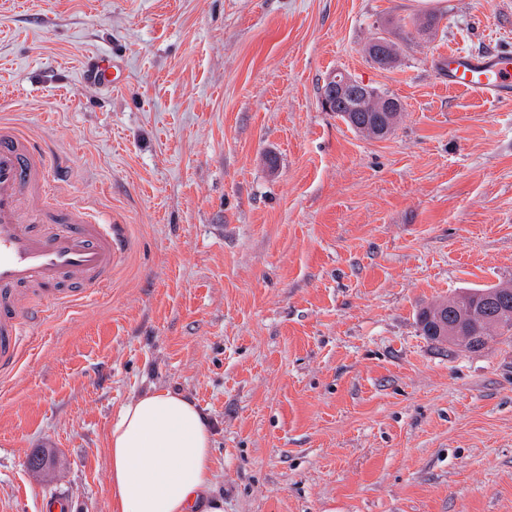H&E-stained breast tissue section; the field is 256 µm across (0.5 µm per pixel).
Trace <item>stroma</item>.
Here are the masks:
<instances>
[{
	"mask_svg": "<svg viewBox=\"0 0 512 512\" xmlns=\"http://www.w3.org/2000/svg\"><path fill=\"white\" fill-rule=\"evenodd\" d=\"M451 48L512 53V0H0V120L128 240L0 375V512H112V422L154 388L210 420L224 512H512V337L419 323L512 285V100L448 87ZM335 71L401 102L390 134L325 111Z\"/></svg>",
	"mask_w": 512,
	"mask_h": 512,
	"instance_id": "1",
	"label": "stroma"
}]
</instances>
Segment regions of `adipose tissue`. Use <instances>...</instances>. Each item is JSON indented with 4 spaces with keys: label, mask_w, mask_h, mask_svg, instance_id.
I'll return each instance as SVG.
<instances>
[{
    "label": "adipose tissue",
    "mask_w": 512,
    "mask_h": 512,
    "mask_svg": "<svg viewBox=\"0 0 512 512\" xmlns=\"http://www.w3.org/2000/svg\"><path fill=\"white\" fill-rule=\"evenodd\" d=\"M209 424L190 400L169 389L123 405L109 434L113 512H224L214 482Z\"/></svg>",
    "instance_id": "1"
}]
</instances>
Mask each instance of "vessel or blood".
Returning <instances> with one entry per match:
<instances>
[{
    "label": "vessel or blood",
    "mask_w": 512,
    "mask_h": 512,
    "mask_svg": "<svg viewBox=\"0 0 512 512\" xmlns=\"http://www.w3.org/2000/svg\"><path fill=\"white\" fill-rule=\"evenodd\" d=\"M449 87L499 100L512 96V54L455 49L436 63ZM57 183L37 141L0 122V373L14 370L34 321L98 293L112 280L120 242L85 203L55 204Z\"/></svg>",
    "instance_id": "b4317fda"
}]
</instances>
